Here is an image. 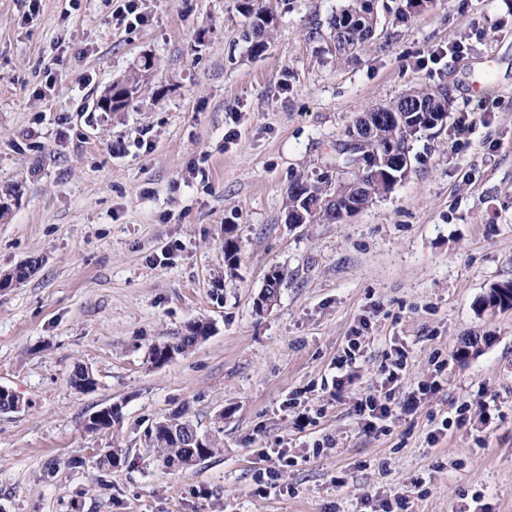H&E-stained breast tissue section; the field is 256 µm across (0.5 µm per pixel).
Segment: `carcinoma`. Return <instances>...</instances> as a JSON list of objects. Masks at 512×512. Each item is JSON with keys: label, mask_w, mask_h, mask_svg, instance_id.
<instances>
[{"label": "carcinoma", "mask_w": 512, "mask_h": 512, "mask_svg": "<svg viewBox=\"0 0 512 512\" xmlns=\"http://www.w3.org/2000/svg\"><path fill=\"white\" fill-rule=\"evenodd\" d=\"M241 9L245 16L250 19L251 36L253 38L252 51L259 53L265 47L264 38L274 28L275 20L266 15L265 9L257 7L254 0H243ZM376 24L377 12L366 8L362 0H347V3L329 22L336 60H348L354 53L365 49ZM371 111L380 112L386 117V121L377 127L378 133L375 134V137L381 139L383 143L392 142L396 144L402 155L406 156L410 153V142L417 134L416 125L424 123L419 112L423 111L428 114L448 112V97L427 92L419 108L408 103L407 99L402 97L387 105L373 107ZM394 112H401L409 117L405 125L401 126L394 120L387 121V117ZM319 191V185L315 182L304 179L296 180L288 192V216L295 215L299 217V223L301 224L338 222V208L345 205V200L330 202L314 209L312 204L316 201V193ZM493 302L498 303L502 308L512 307V281L493 284L487 295L482 297L481 306L484 307ZM208 329V324L197 323L178 342H163L153 345L150 354H161L168 350L182 354L193 346L198 339L206 336ZM183 421H185V418L176 415L171 419L157 423L154 427L152 447L156 448L158 456L166 464L171 463L172 458L177 456L188 455L198 460L209 457L216 451V448L208 441L201 446L195 445L191 448L175 447L169 438L171 428Z\"/></svg>", "instance_id": "cac0c4a2"}]
</instances>
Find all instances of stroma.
<instances>
[{"instance_id": "stroma-1", "label": "stroma", "mask_w": 512, "mask_h": 512, "mask_svg": "<svg viewBox=\"0 0 512 512\" xmlns=\"http://www.w3.org/2000/svg\"><path fill=\"white\" fill-rule=\"evenodd\" d=\"M241 2L136 0L130 23L120 0H0V275L31 268L0 287V386L20 403L0 411V512H512V310L478 307L512 280V0H432L404 20L405 0H383L341 62L343 0H259L275 28L258 55ZM147 59L129 106L97 109ZM445 86L448 124L417 134L388 194L288 223L293 181L341 179L360 113ZM200 321L206 338L152 363ZM80 365L94 391L71 387ZM368 393L391 400L385 430L354 411ZM112 404L120 424L86 430ZM179 412L217 452L177 468L150 430ZM104 449L118 464L97 467Z\"/></svg>"}]
</instances>
